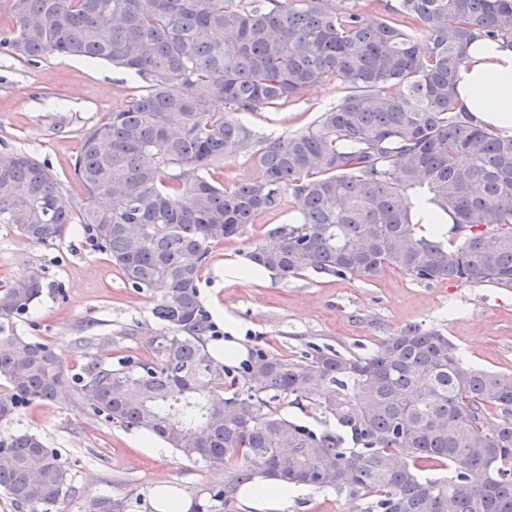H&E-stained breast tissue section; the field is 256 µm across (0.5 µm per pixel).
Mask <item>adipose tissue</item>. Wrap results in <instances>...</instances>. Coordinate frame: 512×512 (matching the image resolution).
<instances>
[{
  "instance_id": "obj_1",
  "label": "adipose tissue",
  "mask_w": 512,
  "mask_h": 512,
  "mask_svg": "<svg viewBox=\"0 0 512 512\" xmlns=\"http://www.w3.org/2000/svg\"><path fill=\"white\" fill-rule=\"evenodd\" d=\"M457 103L478 123L512 133V45L479 40L469 50L456 78ZM304 486L255 479L239 491L251 512H286Z\"/></svg>"
}]
</instances>
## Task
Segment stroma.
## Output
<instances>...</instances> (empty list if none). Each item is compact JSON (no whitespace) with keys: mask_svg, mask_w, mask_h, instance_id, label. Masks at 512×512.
<instances>
[{"mask_svg":"<svg viewBox=\"0 0 512 512\" xmlns=\"http://www.w3.org/2000/svg\"><path fill=\"white\" fill-rule=\"evenodd\" d=\"M143 84L142 78L105 62L86 65L51 57L25 64L0 52V151L30 152L58 177L71 206L80 208L86 195L73 163L84 132L106 121ZM341 95L338 83L325 82L284 109L247 112L243 118L261 134L290 133ZM246 252L240 239L210 250L199 282L200 301L213 326L208 345L223 341L228 314L239 320L247 350L292 357L310 343L364 354L374 339L418 323L448 336L477 366L512 371V286L423 283L393 269L370 281L309 270L285 280L271 274L262 282L225 284V263ZM28 270L39 273L49 290L19 329L49 344L67 369L84 363L80 340L86 336L100 338L94 351L101 357L145 356L127 332L157 329L155 295L125 283L78 229L40 244L1 224L0 283ZM13 426L60 451L72 477V494L60 512H80L84 501L97 495L126 498L127 512H142L151 483L160 478L204 502L210 489L224 482L221 468L185 461L169 447L159 452L140 448L139 432L50 403L32 405Z\"/></svg>","mask_w":512,"mask_h":512,"instance_id":"stroma-1","label":"stroma"}]
</instances>
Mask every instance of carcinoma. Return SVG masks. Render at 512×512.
Returning <instances> with one entry per match:
<instances>
[{
    "label": "carcinoma",
    "mask_w": 512,
    "mask_h": 512,
    "mask_svg": "<svg viewBox=\"0 0 512 512\" xmlns=\"http://www.w3.org/2000/svg\"><path fill=\"white\" fill-rule=\"evenodd\" d=\"M8 5L0 48L11 56L106 62L146 85L85 131L78 212L43 163L0 151V224L42 244L79 225L131 287L156 293L161 329L132 333L148 359L92 353L72 374L19 332L45 283L18 274L0 286V424L49 402L146 431L184 460L224 468L212 493L226 504L264 477L331 490L361 512H512V372L470 365L421 324L364 355L257 349L232 370L207 349L198 289L211 247L232 238L282 279L392 268L419 282L511 285L512 134L476 124L454 80L474 41L512 43V0H399L389 18L328 0ZM332 80L344 95L301 130L259 136L236 116ZM244 149L257 176L219 182L224 157ZM287 190L294 215L275 241L248 237ZM432 211L451 226L423 231ZM285 398L314 423L282 415ZM0 491L21 512H55L69 469L39 435L0 429ZM82 512H125V500L90 498Z\"/></svg>",
    "instance_id": "carcinoma-1"
}]
</instances>
